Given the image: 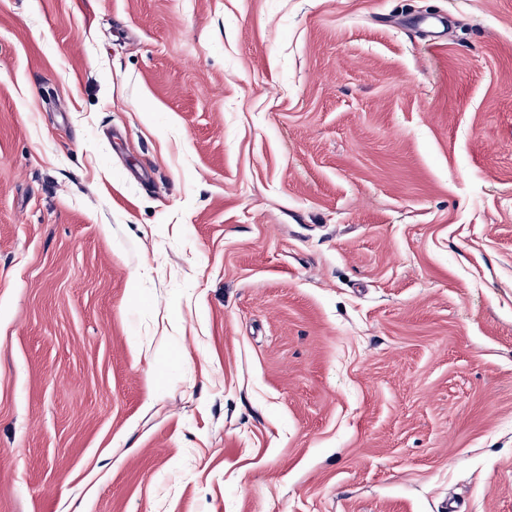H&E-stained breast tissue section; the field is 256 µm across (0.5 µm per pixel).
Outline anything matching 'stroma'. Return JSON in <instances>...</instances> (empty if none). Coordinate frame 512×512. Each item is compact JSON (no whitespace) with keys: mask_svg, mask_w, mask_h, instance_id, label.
Wrapping results in <instances>:
<instances>
[{"mask_svg":"<svg viewBox=\"0 0 512 512\" xmlns=\"http://www.w3.org/2000/svg\"><path fill=\"white\" fill-rule=\"evenodd\" d=\"M0 512H512V0H0Z\"/></svg>","mask_w":512,"mask_h":512,"instance_id":"stroma-1","label":"stroma"}]
</instances>
